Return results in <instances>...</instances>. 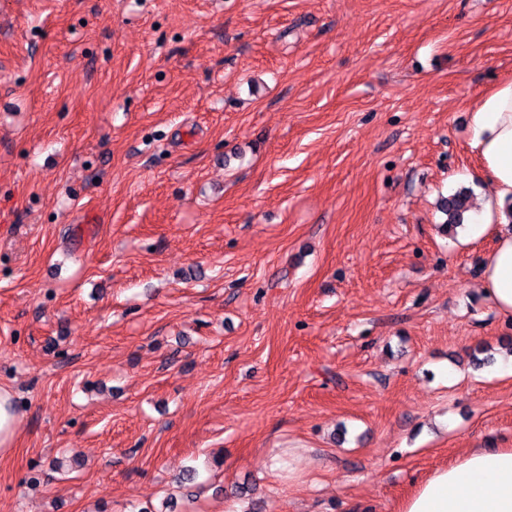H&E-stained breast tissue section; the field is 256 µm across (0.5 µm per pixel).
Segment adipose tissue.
<instances>
[{"label": "adipose tissue", "mask_w": 512, "mask_h": 512, "mask_svg": "<svg viewBox=\"0 0 512 512\" xmlns=\"http://www.w3.org/2000/svg\"><path fill=\"white\" fill-rule=\"evenodd\" d=\"M470 132L492 195L471 212L469 232L481 235L493 217L499 224L497 245L481 267L482 291L502 316L512 318V82L473 109ZM400 512H512V448L467 450L425 477Z\"/></svg>", "instance_id": "ef3b65f1"}]
</instances>
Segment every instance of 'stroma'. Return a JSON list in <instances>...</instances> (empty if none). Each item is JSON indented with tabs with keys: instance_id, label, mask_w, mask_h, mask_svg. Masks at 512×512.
<instances>
[{
	"instance_id": "obj_1",
	"label": "stroma",
	"mask_w": 512,
	"mask_h": 512,
	"mask_svg": "<svg viewBox=\"0 0 512 512\" xmlns=\"http://www.w3.org/2000/svg\"><path fill=\"white\" fill-rule=\"evenodd\" d=\"M507 82L512 0H0V512H399L512 448L437 210ZM12 398L10 390L0 387V449L11 447L16 433L18 415Z\"/></svg>"
}]
</instances>
